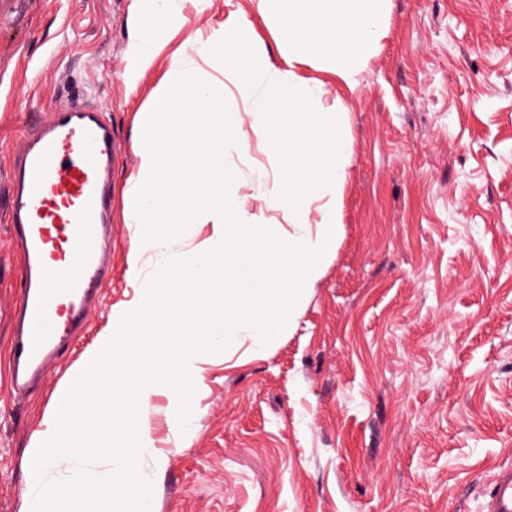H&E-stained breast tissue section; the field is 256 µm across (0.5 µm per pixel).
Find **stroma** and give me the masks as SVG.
Here are the masks:
<instances>
[{"label": "stroma", "mask_w": 512, "mask_h": 512, "mask_svg": "<svg viewBox=\"0 0 512 512\" xmlns=\"http://www.w3.org/2000/svg\"><path fill=\"white\" fill-rule=\"evenodd\" d=\"M178 2L156 29L137 0H0V171L35 123L78 99L104 112L117 154L101 304L19 397L8 347L23 272L0 178V512L20 510L57 391L139 294L124 197L140 119L188 31L247 18L284 64L254 0ZM135 22L160 51L134 83ZM320 78L348 112L342 240L292 331L206 364L187 432L154 401L165 462L153 512H488L492 479L512 468V0H390L354 88ZM227 161L250 213L284 234L248 183L252 166L277 170L265 140Z\"/></svg>", "instance_id": "stroma-1"}]
</instances>
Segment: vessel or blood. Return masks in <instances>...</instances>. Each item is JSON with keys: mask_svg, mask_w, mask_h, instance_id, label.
Returning a JSON list of instances; mask_svg holds the SVG:
<instances>
[{"mask_svg": "<svg viewBox=\"0 0 512 512\" xmlns=\"http://www.w3.org/2000/svg\"><path fill=\"white\" fill-rule=\"evenodd\" d=\"M112 130L101 113L73 102L28 136L5 177L11 241L25 276L16 304L9 380L41 379L64 340L87 325L109 271ZM61 281L52 290L50 280ZM491 512H512V470L490 489Z\"/></svg>", "mask_w": 512, "mask_h": 512, "instance_id": "obj_1", "label": "vessel or blood"}]
</instances>
